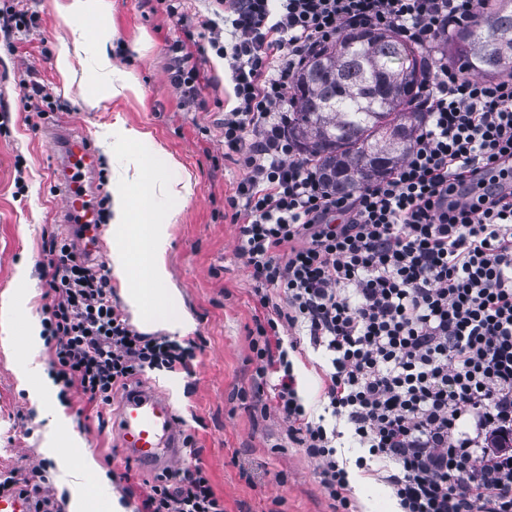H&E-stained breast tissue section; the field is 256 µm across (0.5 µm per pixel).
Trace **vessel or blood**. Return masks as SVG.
Here are the masks:
<instances>
[{
    "label": "vessel or blood",
    "mask_w": 512,
    "mask_h": 512,
    "mask_svg": "<svg viewBox=\"0 0 512 512\" xmlns=\"http://www.w3.org/2000/svg\"><path fill=\"white\" fill-rule=\"evenodd\" d=\"M56 177L62 185L63 221L76 232L84 252L98 247L97 211L93 201L96 155L84 137L60 133ZM120 447L143 467L168 470L185 457L183 434L166 393L131 390L118 413Z\"/></svg>",
    "instance_id": "1"
}]
</instances>
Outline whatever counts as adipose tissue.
Instances as JSON below:
<instances>
[{"instance_id": "1", "label": "adipose tissue", "mask_w": 512, "mask_h": 512, "mask_svg": "<svg viewBox=\"0 0 512 512\" xmlns=\"http://www.w3.org/2000/svg\"><path fill=\"white\" fill-rule=\"evenodd\" d=\"M57 18L66 36L56 44V66L64 79L72 77V60L84 48L76 26L89 25L96 52L92 67L97 84L84 102L97 108L107 98L139 97L142 87L134 71L118 67L112 60L113 32L107 21L112 0H55ZM101 142L112 145V157L123 166L112 178L111 264L120 280L136 281L124 299L135 319L152 318L170 335L191 334L194 324L182 313L169 281L165 256L170 246L169 227L192 197L191 173L151 132L115 122L102 129Z\"/></svg>"}]
</instances>
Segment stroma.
Instances as JSON below:
<instances>
[{"label":"stroma","mask_w":512,"mask_h":512,"mask_svg":"<svg viewBox=\"0 0 512 512\" xmlns=\"http://www.w3.org/2000/svg\"><path fill=\"white\" fill-rule=\"evenodd\" d=\"M32 13L36 21L16 34L12 45L0 43V302L23 299L25 312L41 316L45 303L41 277L48 265L44 243L50 236L70 237L62 224L63 199L53 173L54 131L85 137L98 162L99 193L112 194V160L97 137L101 127L121 120L149 130L182 162L196 181L193 197L177 224L169 228L167 268L179 291V305L195 322L189 339L196 356L189 371L149 374L146 385L171 390L172 406L196 438L199 460L207 471L226 512H333L323 495L317 467L290 443L286 425L274 416L261 417L237 397L249 388L256 363L249 332L260 306L252 293L247 269L234 255L236 228L227 203L243 172L224 156V113L233 100L224 93V61L209 55L203 64L206 84L203 107L180 102L171 82L168 45L182 36L161 0H112L110 24L114 56L133 69L142 83L137 99H106L88 110L83 98L95 75L90 67L96 50L74 59V81H64L55 63V48L64 33L54 0H0V17ZM37 81L49 94L51 106L25 105L24 85ZM26 264L29 283H19L16 268ZM51 352L41 347L35 357L16 344H0V472H28L42 465L61 506L70 494L58 485L62 467L82 469V453L96 468L83 481L94 487L98 475L109 477L108 495L134 512L144 482L155 472L128 466L111 423H99L96 409L78 391L46 392L34 402L19 382L29 363L48 368ZM299 391L306 405L317 406L322 392L323 359L308 340L293 356ZM76 441L81 454L51 457L53 444ZM280 451H273V444ZM131 473V496L119 488L122 473Z\"/></svg>","instance_id":"1"}]
</instances>
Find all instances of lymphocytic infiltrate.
Listing matches in <instances>:
<instances>
[{
    "instance_id": "lymphocytic-infiltrate-1",
    "label": "lymphocytic infiltrate",
    "mask_w": 512,
    "mask_h": 512,
    "mask_svg": "<svg viewBox=\"0 0 512 512\" xmlns=\"http://www.w3.org/2000/svg\"><path fill=\"white\" fill-rule=\"evenodd\" d=\"M203 3L234 97L224 147L244 172L228 198L235 254L264 310L240 399L287 423L335 512H353L345 437L401 512H512V448L498 443L512 434V76H463L441 52L450 26L480 22L491 0ZM352 27L395 29L427 57L425 120L389 176L338 195L298 156L288 102L296 73ZM170 52L175 86L198 99V63L183 41ZM48 247L42 325L63 391L105 406L148 372L188 369L192 342L140 332L104 267ZM301 336L327 357L318 416L294 374ZM1 492L61 512L40 467L1 474ZM135 512H224V500L194 464L157 479Z\"/></svg>"
}]
</instances>
